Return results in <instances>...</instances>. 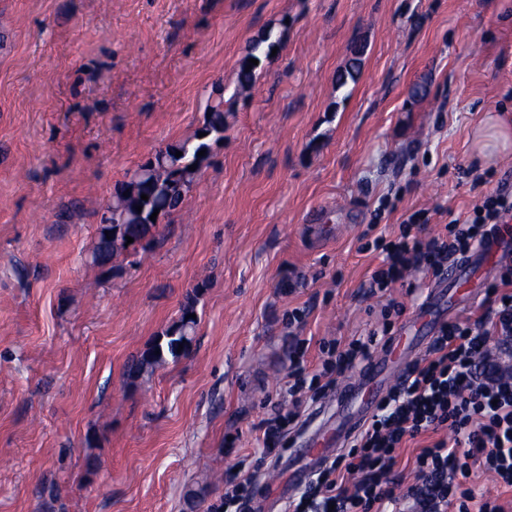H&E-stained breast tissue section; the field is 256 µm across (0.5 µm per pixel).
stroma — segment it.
<instances>
[{"mask_svg": "<svg viewBox=\"0 0 512 512\" xmlns=\"http://www.w3.org/2000/svg\"><path fill=\"white\" fill-rule=\"evenodd\" d=\"M269 29L180 209L92 263L116 184L194 135ZM490 114L512 124V0H0V512L219 502L209 477L257 452L293 338L380 320L371 224L512 192V149L472 153ZM192 293L189 354L132 378ZM280 41V36H277L272 30H269L252 44L250 50L239 64L237 76V86L239 90L245 91L252 87L256 78V70L260 66L262 58H268L272 53V49L280 45ZM250 58L257 59L258 65H252V69L246 72V67L250 64L248 62Z\"/></svg>", "mask_w": 512, "mask_h": 512, "instance_id": "obj_1", "label": "stroma"}]
</instances>
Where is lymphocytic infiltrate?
<instances>
[{
    "label": "lymphocytic infiltrate",
    "instance_id": "obj_1",
    "mask_svg": "<svg viewBox=\"0 0 512 512\" xmlns=\"http://www.w3.org/2000/svg\"><path fill=\"white\" fill-rule=\"evenodd\" d=\"M512 194L484 196L465 220L429 231L425 212L409 215L397 232L360 244L380 264L370 274L369 296L382 304L381 319L367 336L309 341L289 357L283 387L267 396L272 408L262 423V455L282 444L310 400L335 389L355 364L388 346L395 319L405 311L395 290L414 294L412 276H440L449 261L469 256L489 237L512 235L504 218ZM495 306L480 316L442 323L432 343L395 383L348 452L321 470L292 512H390L411 501L415 512H506L499 498L477 495L474 470L512 492V265L504 264ZM415 485L402 487L395 468L407 448ZM225 512H244L256 488L252 466L239 460L224 477Z\"/></svg>",
    "mask_w": 512,
    "mask_h": 512
}]
</instances>
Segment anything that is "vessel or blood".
<instances>
[{"mask_svg":"<svg viewBox=\"0 0 512 512\" xmlns=\"http://www.w3.org/2000/svg\"><path fill=\"white\" fill-rule=\"evenodd\" d=\"M504 253L503 243L491 238L475 255L449 263L440 283L401 334L337 390L332 403L334 420L325 422L323 428L309 438L290 439L289 488L306 482L314 467L329 461L334 452L347 448L372 416L387 389L404 375L406 361L427 345L426 331L437 325L441 307L470 300L473 296L472 284L483 281L488 264L499 262Z\"/></svg>","mask_w":512,"mask_h":512,"instance_id":"1","label":"vessel or blood"}]
</instances>
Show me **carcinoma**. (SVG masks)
I'll list each match as a JSON object with an SVG mask.
<instances>
[{
  "mask_svg": "<svg viewBox=\"0 0 512 512\" xmlns=\"http://www.w3.org/2000/svg\"><path fill=\"white\" fill-rule=\"evenodd\" d=\"M279 45L280 37L271 30L252 44L239 64V90L250 89L256 78L258 66L247 69L248 59L260 61L267 58L272 49ZM225 131L224 101L221 100L205 113L198 133L158 150L153 158L141 165L142 174L138 179L117 184L112 205L108 207L107 221L111 225L112 235L108 238L102 234L98 236L92 252L93 260L101 265L111 262L127 249L125 243L129 236L134 238V242L142 244V249L150 247L151 241L147 237L156 227L150 220L153 208L158 207L168 214L183 203L196 185L197 172L188 170V167L193 164L202 165L206 157L198 155V152H210V142L218 140ZM201 132L204 133L202 137L199 136ZM178 151L182 152L179 157L175 156ZM143 194L148 196V200L141 199ZM138 206L142 207L139 212L136 211ZM195 306L196 295L193 294L187 297L179 320L156 338L139 358L132 361L130 373L133 377L140 378L153 372L157 366L170 360L176 362L188 354L197 324V320L191 318ZM180 345L183 346L181 350L178 349Z\"/></svg>",
  "mask_w": 512,
  "mask_h": 512,
  "instance_id": "obj_1",
  "label": "carcinoma"
}]
</instances>
